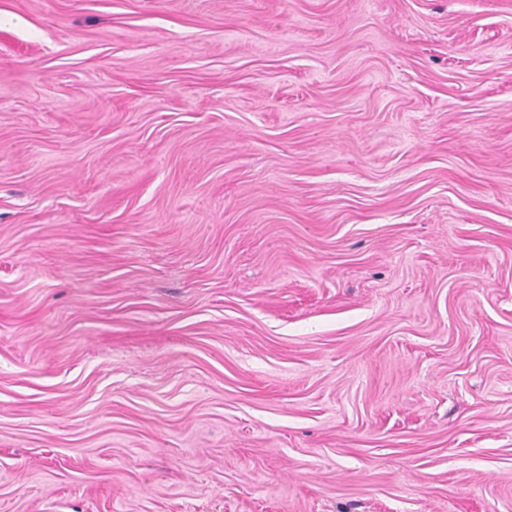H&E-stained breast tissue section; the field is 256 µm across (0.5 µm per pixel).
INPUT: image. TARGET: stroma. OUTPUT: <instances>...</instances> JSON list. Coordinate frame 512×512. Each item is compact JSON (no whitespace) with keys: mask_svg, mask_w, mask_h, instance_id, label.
I'll use <instances>...</instances> for the list:
<instances>
[{"mask_svg":"<svg viewBox=\"0 0 512 512\" xmlns=\"http://www.w3.org/2000/svg\"><path fill=\"white\" fill-rule=\"evenodd\" d=\"M0 512H512V0H0Z\"/></svg>","mask_w":512,"mask_h":512,"instance_id":"35a3bbf8","label":"stroma"}]
</instances>
